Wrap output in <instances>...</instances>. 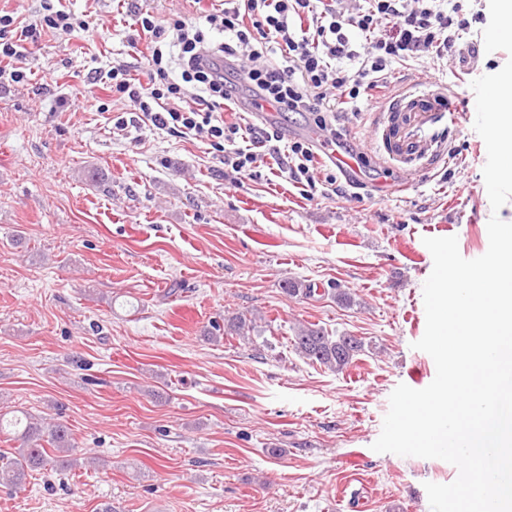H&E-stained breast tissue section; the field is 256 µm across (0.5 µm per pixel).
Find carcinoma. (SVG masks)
I'll return each mask as SVG.
<instances>
[{
	"instance_id": "carcinoma-1",
	"label": "carcinoma",
	"mask_w": 512,
	"mask_h": 512,
	"mask_svg": "<svg viewBox=\"0 0 512 512\" xmlns=\"http://www.w3.org/2000/svg\"><path fill=\"white\" fill-rule=\"evenodd\" d=\"M252 320L237 314L224 320V335L244 337L253 331ZM294 347L305 358L333 371H341L352 363L363 349L353 336H331L313 324H302L295 330ZM14 426H23L18 432L20 448L5 457L0 454V485L10 488L23 486L30 473L48 465L64 471L76 465L70 457L74 448L70 429L61 421L45 422L22 413L11 420Z\"/></svg>"
}]
</instances>
